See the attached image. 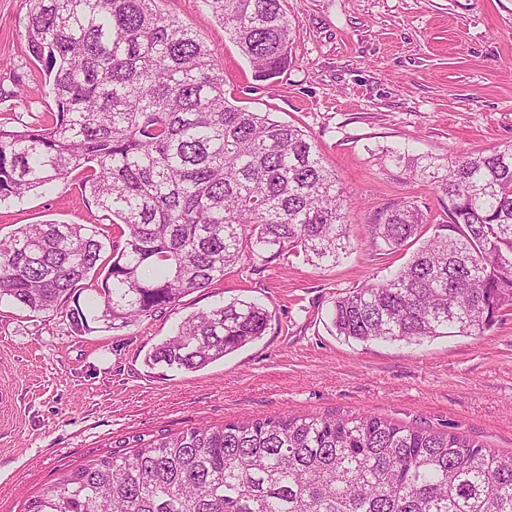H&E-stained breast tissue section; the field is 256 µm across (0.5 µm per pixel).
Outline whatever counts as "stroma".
I'll return each instance as SVG.
<instances>
[{
	"instance_id": "35a3bbf8",
	"label": "stroma",
	"mask_w": 512,
	"mask_h": 512,
	"mask_svg": "<svg viewBox=\"0 0 512 512\" xmlns=\"http://www.w3.org/2000/svg\"><path fill=\"white\" fill-rule=\"evenodd\" d=\"M224 70L236 105L309 135L348 198L351 245L336 264L285 256L239 263L162 316L122 330L75 331L56 313L0 303V512L88 459L201 423L288 414H371L467 435L512 451V311L478 336L360 343L338 336L334 301L389 275L412 247L369 242L391 203L409 199L448 223L434 185L382 162L391 149L446 159L512 144V0H286L292 61L270 81L202 0H161ZM26 0H0V121L34 123L54 106L24 38ZM115 226L75 181L0 203V236L25 224ZM241 299L267 308L257 341L197 371L147 365L146 353L188 315Z\"/></svg>"
}]
</instances>
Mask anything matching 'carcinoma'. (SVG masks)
<instances>
[{
	"mask_svg": "<svg viewBox=\"0 0 512 512\" xmlns=\"http://www.w3.org/2000/svg\"><path fill=\"white\" fill-rule=\"evenodd\" d=\"M24 37L55 109L0 122V202L58 180L112 218L102 260L85 224L0 238V300L59 312L78 332L121 329L176 305L242 260L334 264L350 246L335 174L300 128L226 96L210 49L158 0H27ZM266 81L291 63L284 0H204ZM435 185L449 221L424 237L414 202L390 205L371 243L418 248L389 278L336 299L347 340L479 335L512 308V145L441 161L385 154ZM84 291L96 294L87 315ZM271 314L234 299L185 318L146 356L197 371L255 342ZM24 512H512V454L458 433L371 415L202 424L78 464Z\"/></svg>",
	"mask_w": 512,
	"mask_h": 512,
	"instance_id": "obj_1",
	"label": "carcinoma"
}]
</instances>
